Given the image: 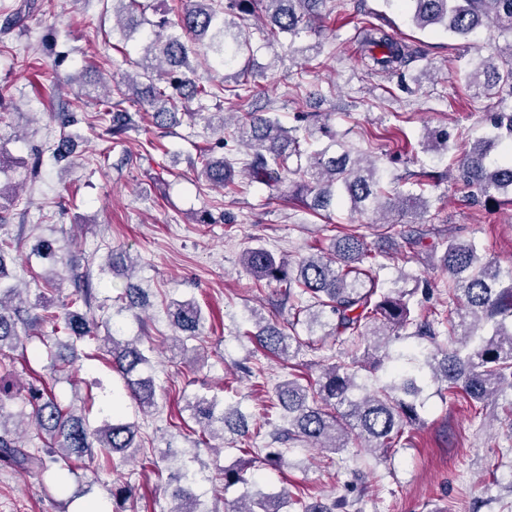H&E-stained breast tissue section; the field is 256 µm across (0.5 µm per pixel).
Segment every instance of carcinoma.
I'll return each instance as SVG.
<instances>
[{
	"instance_id": "carcinoma-1",
	"label": "carcinoma",
	"mask_w": 512,
	"mask_h": 512,
	"mask_svg": "<svg viewBox=\"0 0 512 512\" xmlns=\"http://www.w3.org/2000/svg\"><path fill=\"white\" fill-rule=\"evenodd\" d=\"M331 0H188L178 22L162 16L153 21L146 16L151 4L146 0H113L125 17L122 31L131 32L142 25L151 26L137 63V77L145 87L132 100L134 109L123 108L129 101L97 97L103 116L109 117L106 133L120 139L135 125L139 107L151 109L153 124L169 129L181 123L186 113L179 111L183 90L192 97L227 95L240 100L254 92L249 72L241 60L249 50L245 31L249 17L260 13L262 34L270 44L289 38V44L308 35L320 34L331 14ZM408 7L413 25L420 29L440 27L455 36L468 38L488 25L512 35V0H401ZM361 52L369 55L371 71L392 74L407 68L426 55L425 50L403 38L388 34L373 22L358 34ZM209 60L212 66L241 77L238 84L198 85L191 57ZM465 79L477 96L507 91L512 96V46L508 58L496 63L494 57L481 58L465 70ZM299 123L285 127L265 112L236 113L233 128H228L224 113L213 112L209 123L227 131L222 139L232 138L246 147L244 167L252 181L272 192L280 191L285 175L292 174L290 196L308 209L330 211L347 204L352 212H373L382 216L408 209H425L423 194L392 191L385 187L377 161L354 155L344 137L316 112H301ZM491 126L496 133L472 142L463 134L455 138L459 150L451 168L420 170L413 174L418 188L437 184L451 176L471 188L486 201L512 206V161L492 164L491 151L504 141H512V110L495 112ZM450 134H432L423 143L426 152L448 150ZM53 155L62 161L72 156V138L63 135L53 145ZM237 160L226 154L219 158L207 153L201 160V177L222 188L235 185ZM6 187L0 184V367L6 368V351L24 347L31 332L40 323L52 326L70 340H103V349L112 357V370L124 380L129 397L145 413L156 407V391L151 376L150 358L135 341H122L111 332L110 322L97 320L81 308L90 307L92 288L89 280L75 285L68 301L61 303L63 313L53 311L55 293L72 271L71 264L45 279L46 290L38 296L37 306L44 314L32 317L20 306L10 305L18 292L7 281L4 256L21 244L18 237L5 233ZM376 235L401 239L396 258L408 262V253L418 250L438 255L437 266L448 274L444 287L448 305L419 312L414 293L391 289L381 276L386 268L382 255L371 249L366 229ZM243 265L255 284L275 283L283 288L292 319L288 328L254 322L256 331L247 332L266 352L289 361L302 348H314L301 339L297 327L320 328L333 338L338 351L320 364L315 380L291 372L275 386V406L283 410L286 426L272 437L280 442H302L322 451L336 453L354 444L379 458L396 451L406 428L420 419L425 405V390L434 384L439 391L461 396L474 410L483 414L488 403L507 402L512 415V266L504 269L491 254L480 252L477 244L459 235L456 228L398 230L385 221L357 224L351 232L334 237L329 253H318L290 262L263 247L246 250ZM177 342L184 345L198 338L204 316L192 300L172 303ZM107 336H98L99 329ZM414 338L417 344L396 354L390 346ZM363 349L360 358L348 359L345 349ZM4 386L0 384V465L13 470H46L56 465L60 479L74 474L72 462L83 457L109 463L114 454L136 455L137 425L110 410L93 426L89 420L94 401L80 413L62 405L44 387H27L24 400L31 410L25 415L35 427L43 447L30 450L20 445L15 429L4 415ZM192 419L199 433L229 430L248 434L244 415L227 410L214 397L198 396L191 403ZM252 458L234 469L218 472L224 486L251 485L254 490L229 504L227 512H349L344 498L325 499L286 488L267 493L257 487L253 464L265 461L270 466L286 463L281 449L264 451L248 448ZM203 476L187 460L169 475L173 512H205L195 492V477Z\"/></svg>"
}]
</instances>
